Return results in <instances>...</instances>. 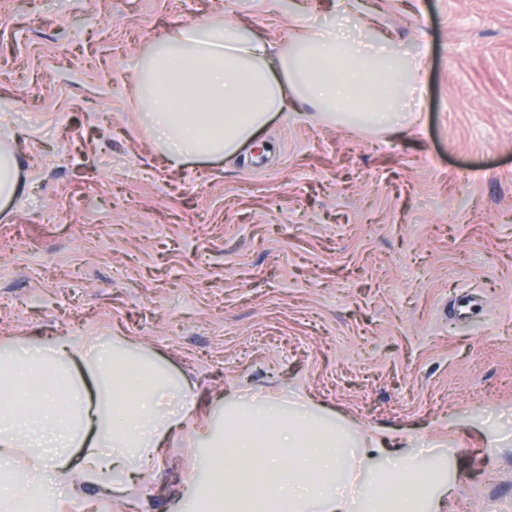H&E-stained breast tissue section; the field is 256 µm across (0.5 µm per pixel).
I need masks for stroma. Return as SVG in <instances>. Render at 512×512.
<instances>
[{"instance_id": "1", "label": "stroma", "mask_w": 512, "mask_h": 512, "mask_svg": "<svg viewBox=\"0 0 512 512\" xmlns=\"http://www.w3.org/2000/svg\"><path fill=\"white\" fill-rule=\"evenodd\" d=\"M344 15L423 59L414 120L296 104L237 155L169 164L137 96L151 43L221 17L277 49ZM1 147L0 345L123 336L214 426L296 395L352 439L405 436L428 512L512 501V0H0ZM202 479L179 443L150 502L107 508L180 512ZM18 191V161L11 151L0 150V199H13Z\"/></svg>"}]
</instances>
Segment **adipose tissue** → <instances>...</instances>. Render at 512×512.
Instances as JSON below:
<instances>
[{
	"instance_id": "obj_1",
	"label": "adipose tissue",
	"mask_w": 512,
	"mask_h": 512,
	"mask_svg": "<svg viewBox=\"0 0 512 512\" xmlns=\"http://www.w3.org/2000/svg\"><path fill=\"white\" fill-rule=\"evenodd\" d=\"M137 66L152 133L177 166L238 154L294 102L392 131L413 119L423 62L337 26L274 52L215 17L178 29ZM201 399L187 378L119 336L66 331L0 347V462L15 470L0 483V512L37 500L71 505L89 485L101 501L142 494L179 439L204 448L209 474L188 512H420L416 461L397 459L379 485L361 489L335 420L263 395L216 431L190 422Z\"/></svg>"
}]
</instances>
